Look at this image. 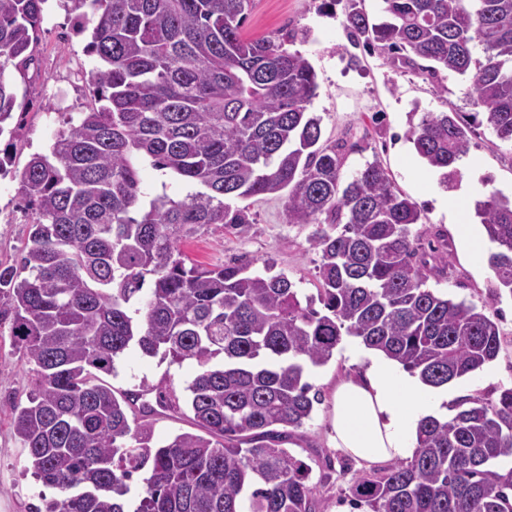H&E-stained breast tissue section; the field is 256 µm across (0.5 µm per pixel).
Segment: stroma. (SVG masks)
I'll use <instances>...</instances> for the list:
<instances>
[{
    "label": "stroma",
    "instance_id": "1",
    "mask_svg": "<svg viewBox=\"0 0 512 512\" xmlns=\"http://www.w3.org/2000/svg\"><path fill=\"white\" fill-rule=\"evenodd\" d=\"M348 6L349 0H254L246 31L253 37H275L290 28L306 31V38L290 43L288 49L305 56L317 73L319 87L309 109L321 119L322 137L333 141L348 135L360 146L348 155L345 176L367 163L380 162L396 188L422 212V222L414 231L423 252L443 243L448 246V275L430 278L428 287L454 301L485 307L499 325L502 345L491 363L496 379H488V370L482 369L450 382L449 393L497 396L501 388L512 385V297L492 301L495 277L488 261L473 260L461 247L454 225L439 209V200L446 197L461 204L465 220L471 222L478 196L495 190L511 195L512 146L490 135L473 139L469 153L458 164L456 181L443 187L439 173L417 156L408 131L424 113L444 112L452 104L468 110L465 93L470 78L450 74L435 83L426 76L396 70L386 54L353 47L345 28ZM73 18L70 0H60L45 13L35 62L17 82L19 106L13 118L17 133L15 138L0 139V157L10 156L13 168L12 174L0 176V261L12 259L24 248L30 230L15 172L33 154L47 152L68 118L78 117L94 104L86 84L90 70L86 35H72L66 42L59 39ZM227 203L233 208L248 206L253 218L248 231L201 228L180 243L187 263L212 267L242 261L256 270L268 263L273 272L294 281L302 295H316L319 257L309 243L314 225L287 223L284 201L274 196L231 197ZM8 335V323H0V512H30L55 492L27 469L26 453L11 424L10 405L26 402L31 374L14 354ZM350 343V338H343L327 364L308 372V382L323 400L311 420L293 430L284 443L310 466L309 482L320 512H353L349 489L363 472L330 440L327 399L338 378L360 368L348 352ZM195 372L194 363L176 365L133 348L119 361L116 374L104 375L103 381L122 392L164 383L180 396Z\"/></svg>",
    "mask_w": 512,
    "mask_h": 512
}]
</instances>
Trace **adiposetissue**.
Returning a JSON list of instances; mask_svg holds the SVG:
<instances>
[{
	"label": "adipose tissue",
	"instance_id": "1",
	"mask_svg": "<svg viewBox=\"0 0 512 512\" xmlns=\"http://www.w3.org/2000/svg\"><path fill=\"white\" fill-rule=\"evenodd\" d=\"M448 394L399 371L383 355L339 381L331 401V438L358 465H378L412 456L417 427L441 416Z\"/></svg>",
	"mask_w": 512,
	"mask_h": 512
}]
</instances>
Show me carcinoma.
Wrapping results in <instances>:
<instances>
[{
	"instance_id": "carcinoma-1",
	"label": "carcinoma",
	"mask_w": 512,
	"mask_h": 512,
	"mask_svg": "<svg viewBox=\"0 0 512 512\" xmlns=\"http://www.w3.org/2000/svg\"><path fill=\"white\" fill-rule=\"evenodd\" d=\"M47 0H0V136L17 103L7 68L34 61ZM95 18L86 53L98 106L59 131L18 175L32 210L20 260L0 263V321L33 372L11 406L33 474L56 497L33 512H317L310 469L282 444L312 418L319 393L305 374L345 336L441 387L482 369L501 348L485 308L426 287L448 268L420 252L417 204L372 162L346 179L358 143L322 140L308 112L316 72L284 43L243 28L253 0H71ZM372 24L358 0L351 43L381 47L397 69L472 76L473 112H428L409 130L447 185L479 128L512 144V0H383ZM150 160L199 190L175 199L142 190ZM277 194L290 224H315L319 294L247 263L186 266L182 238L217 224L243 233L248 207L226 197ZM475 214L496 251L494 297L512 296V198L491 192ZM319 301L322 310L314 308ZM197 371L186 408L202 434L154 438L155 407L178 398L151 387L115 395L131 347ZM141 403L138 410L132 405ZM420 421L407 461L350 487L362 512H512V387L469 397ZM142 491L129 507L131 482Z\"/></svg>"
}]
</instances>
